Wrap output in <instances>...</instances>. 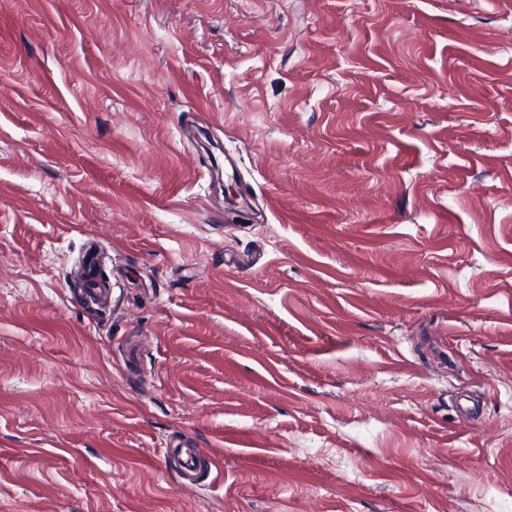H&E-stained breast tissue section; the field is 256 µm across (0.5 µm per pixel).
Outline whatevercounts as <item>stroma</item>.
I'll return each mask as SVG.
<instances>
[{
    "instance_id": "35a3bbf8",
    "label": "stroma",
    "mask_w": 512,
    "mask_h": 512,
    "mask_svg": "<svg viewBox=\"0 0 512 512\" xmlns=\"http://www.w3.org/2000/svg\"><path fill=\"white\" fill-rule=\"evenodd\" d=\"M0 512H512V0H0Z\"/></svg>"
}]
</instances>
